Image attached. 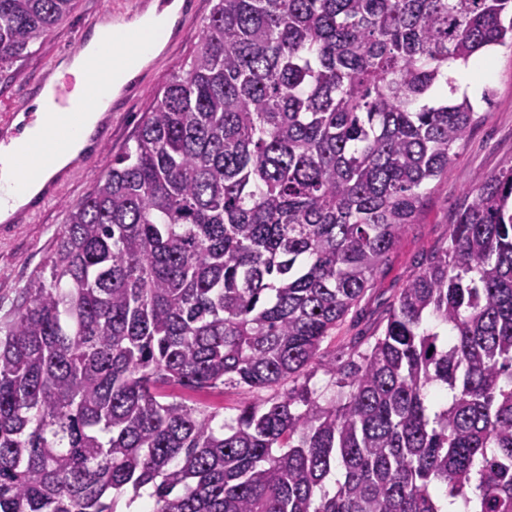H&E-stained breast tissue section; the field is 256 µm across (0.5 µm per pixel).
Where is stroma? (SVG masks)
I'll use <instances>...</instances> for the list:
<instances>
[{"label":"stroma","mask_w":512,"mask_h":512,"mask_svg":"<svg viewBox=\"0 0 512 512\" xmlns=\"http://www.w3.org/2000/svg\"><path fill=\"white\" fill-rule=\"evenodd\" d=\"M216 0H185L179 31L167 38L159 55L142 69L134 85L119 96L121 108L112 116V138L101 154L71 177L64 192L50 201L27 224H17L0 234V321L12 315L18 294L42 270L66 220V206L84 198L114 155L134 144L138 127L155 97L174 73L187 69L200 44L202 27ZM135 0H74L70 14L47 36L30 44L12 63L0 67V114L30 103L31 86L56 72L61 60L79 51L78 36H90L89 22L102 10L113 15L131 13ZM494 68L484 81L494 90L491 105L480 102V91L469 98L478 103L481 116L468 139L456 149L447 176L431 181L416 223L408 225L398 246L357 306L321 344L319 362L306 375L314 397L330 396L334 388L324 365L343 361L359 337L379 335L390 304L400 288L412 279L437 250L448 243L463 188L481 183L488 175L512 164V49L492 50Z\"/></svg>","instance_id":"35a3bbf8"}]
</instances>
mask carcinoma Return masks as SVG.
I'll return each instance as SVG.
<instances>
[{"label":"carcinoma","mask_w":512,"mask_h":512,"mask_svg":"<svg viewBox=\"0 0 512 512\" xmlns=\"http://www.w3.org/2000/svg\"><path fill=\"white\" fill-rule=\"evenodd\" d=\"M72 8L0 0V64ZM494 46L512 0H217L0 323V512H512V166L327 403L160 392L304 375L479 120L448 61ZM163 393L169 396L164 399L167 401H172V398L177 400L180 398H190L210 406L212 410L214 409L213 411H218L219 413L215 421L217 425H220L223 420L230 421V419L234 418L238 413V407L243 401L256 398L253 394H247L231 386L198 393L184 391L179 387L167 386L164 387Z\"/></svg>","instance_id":"1"}]
</instances>
